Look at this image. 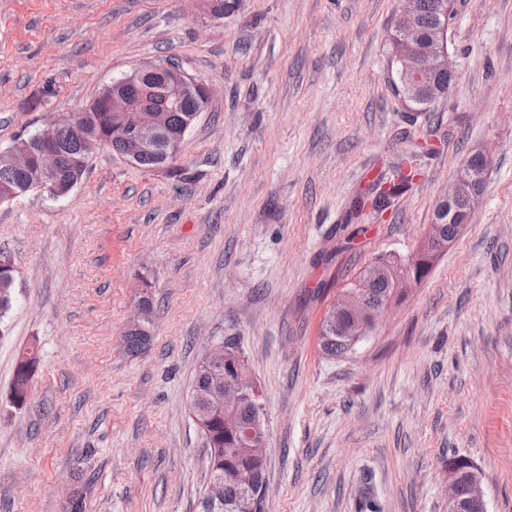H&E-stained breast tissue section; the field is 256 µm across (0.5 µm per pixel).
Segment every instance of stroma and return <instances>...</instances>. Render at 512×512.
Wrapping results in <instances>:
<instances>
[{"label": "stroma", "mask_w": 512, "mask_h": 512, "mask_svg": "<svg viewBox=\"0 0 512 512\" xmlns=\"http://www.w3.org/2000/svg\"><path fill=\"white\" fill-rule=\"evenodd\" d=\"M0 0V153L86 109L139 63L211 88L173 169L93 150L55 198L0 202L15 299L0 323V512H199L205 439L189 409L208 342L235 338L262 393L269 512H448V458L512 512V0H455L451 92L404 101L398 0ZM471 221L347 353L320 325L359 272L404 257L474 149ZM417 176L328 236L394 171ZM151 341L124 348L141 293ZM27 405L10 401L30 344Z\"/></svg>", "instance_id": "obj_1"}]
</instances>
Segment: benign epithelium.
Segmentation results:
<instances>
[{"label":"benign epithelium","instance_id":"1","mask_svg":"<svg viewBox=\"0 0 512 512\" xmlns=\"http://www.w3.org/2000/svg\"><path fill=\"white\" fill-rule=\"evenodd\" d=\"M453 5L454 0H442L440 22L425 33L418 27L417 0H401L392 37L395 47L393 57L396 61L404 62V71L398 73V81L407 91L428 85L431 75L437 71L454 72L448 58V27L453 16ZM124 81L148 84L146 96L140 101L121 96L115 90L109 98L110 111L118 115V121L112 126V139L133 145L132 152L127 155L130 161L155 151L156 137L162 129L156 113L168 111L167 101L170 98L192 97L198 101L200 112L205 110L210 100L209 86L180 67L170 68L149 62L125 74ZM34 141L40 146L38 162L42 179L39 188L53 194L56 192L58 162L57 155L51 149L53 134L50 130L40 131L32 141H17L8 154L16 166L23 169L33 157ZM482 196V175L466 161L438 205L457 223L465 225L470 222ZM332 312L338 318H350L347 333L357 341L369 335L385 309L368 307L363 290L356 288L344 291L336 300ZM266 440L267 428L264 426L263 411L260 410L249 443L256 448H264ZM205 494L215 503H224V474H212ZM448 512H486L481 477L474 468H469L464 486L457 475L449 474Z\"/></svg>","mask_w":512,"mask_h":512}]
</instances>
